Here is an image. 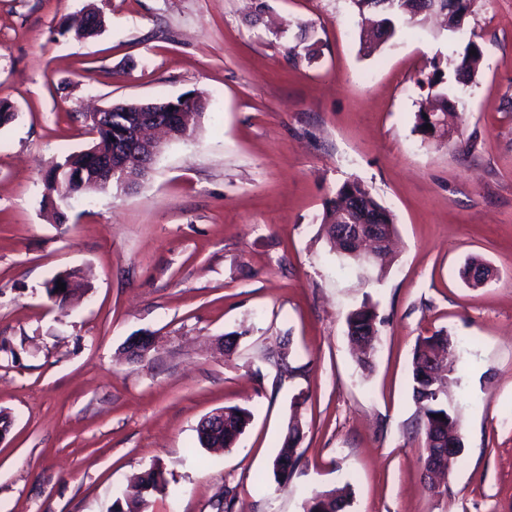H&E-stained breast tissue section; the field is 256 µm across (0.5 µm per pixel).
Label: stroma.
I'll list each match as a JSON object with an SVG mask.
<instances>
[{
  "mask_svg": "<svg viewBox=\"0 0 512 512\" xmlns=\"http://www.w3.org/2000/svg\"><path fill=\"white\" fill-rule=\"evenodd\" d=\"M257 2L0 0V512H111L155 463L166 487L143 512H216L228 490L233 512H305L346 484L350 512H512V0H476L455 32L399 27L368 57L350 0H265L259 19ZM89 5L105 26L79 40L64 27ZM471 40L484 58L461 84ZM437 73L449 140L414 130ZM185 94L207 101L195 133L137 189L51 219L43 175L90 147L86 112ZM354 179L395 217L381 275L342 267L321 233ZM472 255L493 270L480 288L459 275ZM72 270L85 293L62 308L46 288ZM365 304L384 320L366 370L346 324ZM437 330L457 346L464 449L435 493L411 361ZM141 333L158 346L127 361ZM234 405L252 413L235 447H201L199 421ZM294 415L301 459L280 482Z\"/></svg>",
  "mask_w": 512,
  "mask_h": 512,
  "instance_id": "1",
  "label": "stroma"
}]
</instances>
